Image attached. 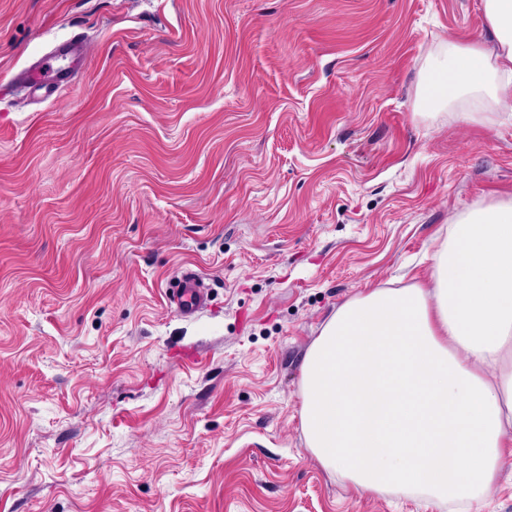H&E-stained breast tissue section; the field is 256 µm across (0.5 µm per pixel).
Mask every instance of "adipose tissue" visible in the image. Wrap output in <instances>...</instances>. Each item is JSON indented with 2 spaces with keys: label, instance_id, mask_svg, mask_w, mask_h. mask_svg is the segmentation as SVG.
Masks as SVG:
<instances>
[{
  "label": "adipose tissue",
  "instance_id": "obj_1",
  "mask_svg": "<svg viewBox=\"0 0 512 512\" xmlns=\"http://www.w3.org/2000/svg\"><path fill=\"white\" fill-rule=\"evenodd\" d=\"M491 48L442 47L428 100L512 105V0H483ZM433 285L376 287L336 308L301 364L306 446L372 494L421 492L470 512L512 456V197L467 209Z\"/></svg>",
  "mask_w": 512,
  "mask_h": 512
}]
</instances>
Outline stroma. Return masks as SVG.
Returning a JSON list of instances; mask_svg holds the SVG:
<instances>
[{"label": "stroma", "mask_w": 512, "mask_h": 512, "mask_svg": "<svg viewBox=\"0 0 512 512\" xmlns=\"http://www.w3.org/2000/svg\"><path fill=\"white\" fill-rule=\"evenodd\" d=\"M76 32L72 86L0 95V512H441L311 455L300 366L512 195V110L418 105L482 0H0V79ZM169 302L181 316H190L202 310L206 304L204 285L193 271L182 273L177 288L170 289Z\"/></svg>", "instance_id": "35a3bbf8"}]
</instances>
